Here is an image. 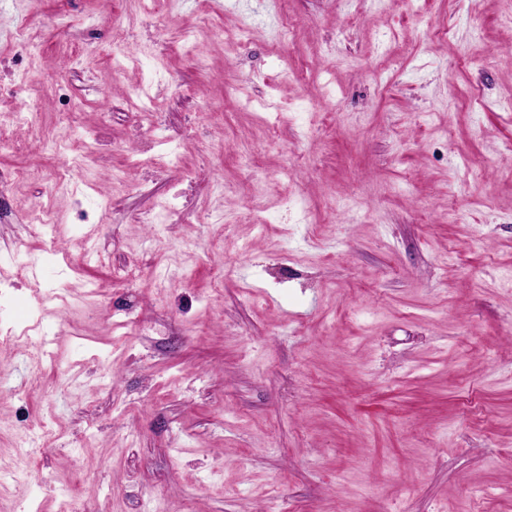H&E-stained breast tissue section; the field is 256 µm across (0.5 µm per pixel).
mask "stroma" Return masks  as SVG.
<instances>
[{
	"mask_svg": "<svg viewBox=\"0 0 512 512\" xmlns=\"http://www.w3.org/2000/svg\"><path fill=\"white\" fill-rule=\"evenodd\" d=\"M0 123V512H512V0H0Z\"/></svg>",
	"mask_w": 512,
	"mask_h": 512,
	"instance_id": "1",
	"label": "stroma"
}]
</instances>
